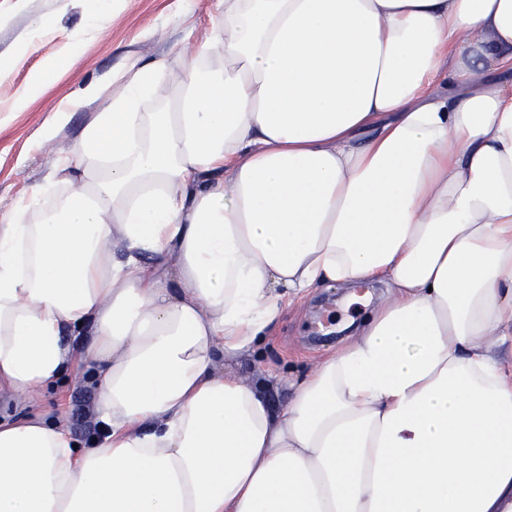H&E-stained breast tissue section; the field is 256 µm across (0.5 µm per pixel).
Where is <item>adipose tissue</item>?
Returning <instances> with one entry per match:
<instances>
[{
	"mask_svg": "<svg viewBox=\"0 0 512 512\" xmlns=\"http://www.w3.org/2000/svg\"><path fill=\"white\" fill-rule=\"evenodd\" d=\"M0 224V512H512V0H222ZM387 297L275 409L223 360ZM59 400L65 406L64 416L72 435L81 445H90L95 432L94 407L96 390L86 376L68 375L60 391L42 397L36 403L23 405L0 392V414L11 415L17 412H54Z\"/></svg>",
	"mask_w": 512,
	"mask_h": 512,
	"instance_id": "adipose-tissue-1",
	"label": "adipose tissue"
}]
</instances>
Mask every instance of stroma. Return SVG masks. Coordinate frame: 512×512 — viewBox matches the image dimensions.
<instances>
[{
  "label": "stroma",
  "mask_w": 512,
  "mask_h": 512,
  "mask_svg": "<svg viewBox=\"0 0 512 512\" xmlns=\"http://www.w3.org/2000/svg\"><path fill=\"white\" fill-rule=\"evenodd\" d=\"M222 9L220 0H124L116 15L108 0H99L94 8L87 0H0V59L12 63L0 78V220L8 219L20 198L53 175L58 159L71 152L86 124L110 104L107 95L85 101L71 112L67 124L45 137L50 118L80 87L111 83L113 72L133 61L166 58L192 47L204 39ZM43 21L50 24L48 33L23 57H16L19 43ZM54 60L61 62V70L39 93L27 96L31 77ZM20 99L24 107L14 109ZM379 294L374 286L362 296L351 287L314 292L267 342L236 358L234 370L248 382L305 371L316 353L340 340L339 323L359 324ZM95 401L96 390L88 378L70 375L60 391L33 404H18L0 392V414L51 413L64 406L72 435L87 445L95 435Z\"/></svg>",
  "instance_id": "35a3bbf8"
}]
</instances>
